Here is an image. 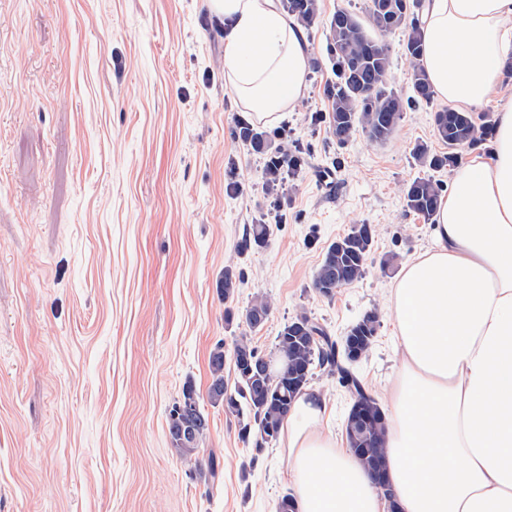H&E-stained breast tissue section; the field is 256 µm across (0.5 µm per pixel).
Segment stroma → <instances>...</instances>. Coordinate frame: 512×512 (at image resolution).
<instances>
[{
    "instance_id": "1",
    "label": "stroma",
    "mask_w": 512,
    "mask_h": 512,
    "mask_svg": "<svg viewBox=\"0 0 512 512\" xmlns=\"http://www.w3.org/2000/svg\"><path fill=\"white\" fill-rule=\"evenodd\" d=\"M363 4L320 0L306 90L265 126L307 159L274 211L264 160L237 135L209 0H0V512H275L292 491L281 441L253 453L209 405L186 462L167 414L185 381L206 392L215 344L246 333L270 351L300 313L337 339L376 313L355 370L382 395L397 370L389 289L431 244L403 188L430 175L447 189L451 172L412 156L444 149L437 99L407 108L387 141L330 135L326 24ZM261 220L267 245L240 254ZM361 223L376 228L365 275L322 296L325 248ZM228 265L245 275L229 305L215 290ZM259 297L271 313L252 332L243 313ZM310 386L344 430L349 392L319 369ZM212 458L219 476L201 480Z\"/></svg>"
}]
</instances>
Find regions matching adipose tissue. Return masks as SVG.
<instances>
[{
  "label": "adipose tissue",
  "mask_w": 512,
  "mask_h": 512,
  "mask_svg": "<svg viewBox=\"0 0 512 512\" xmlns=\"http://www.w3.org/2000/svg\"><path fill=\"white\" fill-rule=\"evenodd\" d=\"M224 25V81L247 116L274 120L303 94L307 29L278 0H209ZM422 64L435 96L480 109L512 60V0H425ZM432 244L392 284L399 354L385 391L377 484L301 393L284 418L296 512H512V96L489 156L453 170Z\"/></svg>",
  "instance_id": "1"
}]
</instances>
